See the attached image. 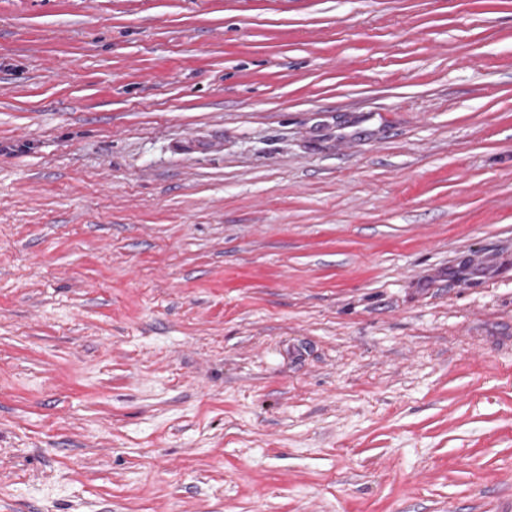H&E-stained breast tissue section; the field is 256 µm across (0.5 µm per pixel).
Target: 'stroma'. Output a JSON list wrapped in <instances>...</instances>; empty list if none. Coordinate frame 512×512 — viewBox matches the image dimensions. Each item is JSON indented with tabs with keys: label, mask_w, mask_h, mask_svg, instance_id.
<instances>
[{
	"label": "stroma",
	"mask_w": 512,
	"mask_h": 512,
	"mask_svg": "<svg viewBox=\"0 0 512 512\" xmlns=\"http://www.w3.org/2000/svg\"><path fill=\"white\" fill-rule=\"evenodd\" d=\"M512 0H0V512H504Z\"/></svg>",
	"instance_id": "obj_1"
}]
</instances>
